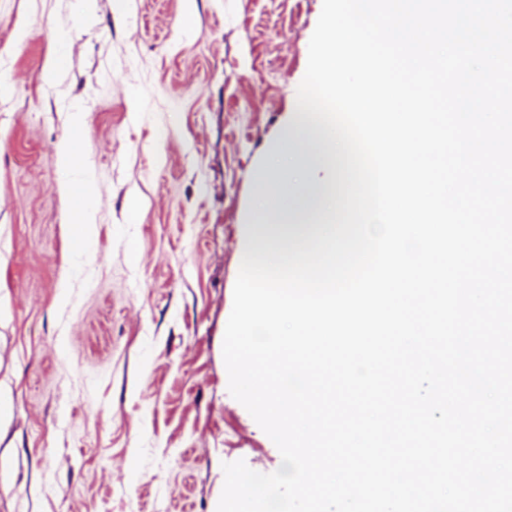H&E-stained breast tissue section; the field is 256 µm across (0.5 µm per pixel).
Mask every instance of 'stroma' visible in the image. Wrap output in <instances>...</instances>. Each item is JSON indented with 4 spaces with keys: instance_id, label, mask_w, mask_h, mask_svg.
I'll return each instance as SVG.
<instances>
[{
    "instance_id": "obj_1",
    "label": "stroma",
    "mask_w": 512,
    "mask_h": 512,
    "mask_svg": "<svg viewBox=\"0 0 512 512\" xmlns=\"http://www.w3.org/2000/svg\"><path fill=\"white\" fill-rule=\"evenodd\" d=\"M322 5L0 0V512H217L223 463L280 467L223 340ZM97 183L86 175L78 187L79 200L72 206L69 212L70 226H77L80 230V239L84 243L91 241L97 232L94 222L91 202L97 194Z\"/></svg>"
}]
</instances>
